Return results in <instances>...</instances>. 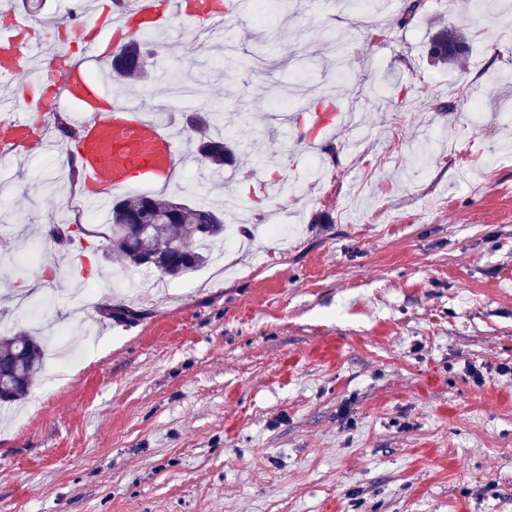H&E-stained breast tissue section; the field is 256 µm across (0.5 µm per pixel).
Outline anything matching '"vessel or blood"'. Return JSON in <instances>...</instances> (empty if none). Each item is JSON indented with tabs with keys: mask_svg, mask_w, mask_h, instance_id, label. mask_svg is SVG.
<instances>
[{
	"mask_svg": "<svg viewBox=\"0 0 512 512\" xmlns=\"http://www.w3.org/2000/svg\"><path fill=\"white\" fill-rule=\"evenodd\" d=\"M251 10L252 0H234L229 10L216 7L215 0H129L126 6L127 13L154 28L178 21L189 28L204 24L215 32L247 18ZM106 19L103 13L90 15L73 34L84 46L87 66L68 65L61 51L42 56L40 67L46 81L34 86L20 79L30 58L18 46L39 35L42 27L26 13L0 16V80H9L7 101L17 112L15 118L0 121V156L35 144L54 148V141L29 121V113L47 101L58 106L78 104L80 136L73 152L80 164L82 194L91 206L107 195L134 188H168L176 181L182 164L180 147L169 127L149 113L122 102L97 109L100 87L91 79L90 68L102 60L97 30ZM344 121V109L334 100L289 119L288 129L312 150L321 148L324 135Z\"/></svg>",
	"mask_w": 512,
	"mask_h": 512,
	"instance_id": "obj_1",
	"label": "vessel or blood"
}]
</instances>
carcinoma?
I'll return each instance as SVG.
<instances>
[{"mask_svg":"<svg viewBox=\"0 0 512 512\" xmlns=\"http://www.w3.org/2000/svg\"><path fill=\"white\" fill-rule=\"evenodd\" d=\"M441 52L432 55L441 64L466 60L469 45L457 30L443 29L432 38ZM144 56L138 53L129 67L111 65L108 71L118 88L144 73ZM212 173H224L232 150L224 137L209 134L198 147ZM110 235L104 258L119 267H151L172 277L188 274L209 259L208 246L224 240V215L207 203L173 205L169 198L136 195L115 202L108 212ZM40 340L23 332L0 336V406L23 400L43 366Z\"/></svg>","mask_w":512,"mask_h":512,"instance_id":"carcinoma-1","label":"carcinoma"}]
</instances>
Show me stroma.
<instances>
[{
    "label": "stroma",
    "mask_w": 512,
    "mask_h": 512,
    "mask_svg": "<svg viewBox=\"0 0 512 512\" xmlns=\"http://www.w3.org/2000/svg\"><path fill=\"white\" fill-rule=\"evenodd\" d=\"M284 2L287 23L225 27L205 54L180 29L145 42L147 77L131 84L147 108L173 78L219 100L223 179L193 157L165 194L251 225L245 247L165 288L129 268L141 289L118 290L107 227L82 225L101 294L88 303L41 232L74 189L61 153L0 165L15 214L0 224V318L59 353L24 422L0 417V512H512V45L497 24L512 0H422L408 24L356 28L361 0ZM443 28L467 38L468 72L430 59ZM293 86L329 87L361 120L334 131L316 187L274 121ZM199 113L193 97L172 103L192 156ZM261 177L293 184V236L226 208ZM32 278L54 308L24 296ZM120 303L134 321L106 315Z\"/></svg>",
    "instance_id": "stroma-1"
}]
</instances>
